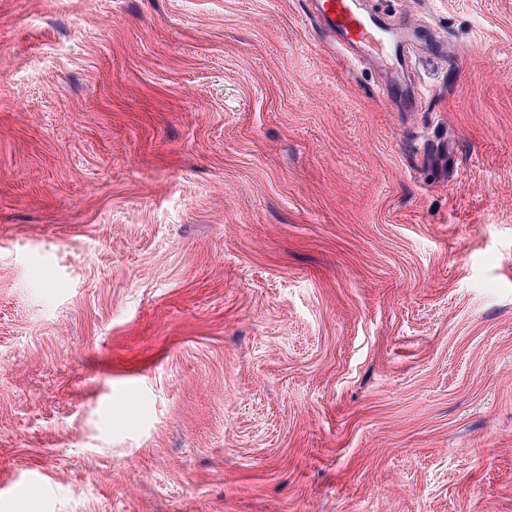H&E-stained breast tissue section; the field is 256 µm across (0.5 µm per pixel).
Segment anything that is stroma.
Returning <instances> with one entry per match:
<instances>
[{
	"label": "stroma",
	"instance_id": "stroma-1",
	"mask_svg": "<svg viewBox=\"0 0 512 512\" xmlns=\"http://www.w3.org/2000/svg\"><path fill=\"white\" fill-rule=\"evenodd\" d=\"M358 5L0 0V512H512V0ZM314 14L324 23L326 30L339 45L351 53L346 56L348 64L360 61L362 55L376 54L379 46L388 59L392 51L397 53L402 47L401 40H385L382 37L384 25L374 17L361 13L355 0H312Z\"/></svg>",
	"mask_w": 512,
	"mask_h": 512
}]
</instances>
